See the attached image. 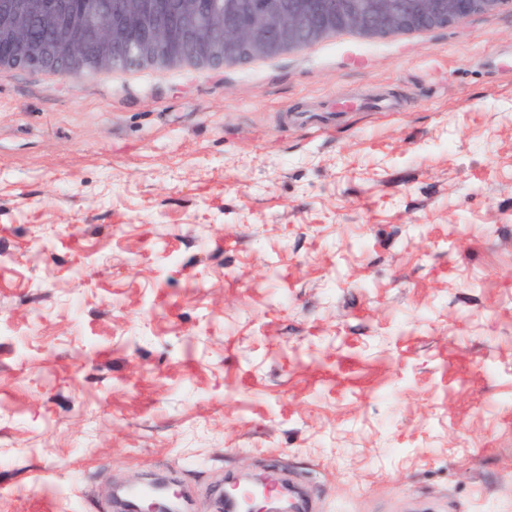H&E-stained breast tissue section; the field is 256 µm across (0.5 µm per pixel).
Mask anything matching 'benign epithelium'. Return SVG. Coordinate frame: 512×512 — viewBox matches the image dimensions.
<instances>
[{
  "mask_svg": "<svg viewBox=\"0 0 512 512\" xmlns=\"http://www.w3.org/2000/svg\"><path fill=\"white\" fill-rule=\"evenodd\" d=\"M87 0H0V62L50 69L63 77L78 71H112L119 50L140 33L136 64L165 68L186 62L223 65L239 62L238 52L247 46L254 56L270 50L280 53L299 49L331 35L326 30L335 12L345 17L346 27L376 39L394 30L449 26L470 15L492 16L512 0H288V6L270 12L257 5L243 21L187 4L177 26L188 40L173 38L165 23L137 29L144 0H127L124 26L112 25L106 15L88 24L82 17ZM269 473H246L225 493L223 507L240 512H295L288 482L273 484ZM154 494L143 500H115L126 512H170L174 489L163 478L150 481Z\"/></svg>",
  "mask_w": 512,
  "mask_h": 512,
  "instance_id": "1",
  "label": "benign epithelium"
}]
</instances>
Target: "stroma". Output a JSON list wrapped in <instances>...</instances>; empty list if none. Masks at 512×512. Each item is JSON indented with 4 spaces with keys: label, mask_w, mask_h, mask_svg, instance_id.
Returning a JSON list of instances; mask_svg holds the SVG:
<instances>
[{
    "label": "stroma",
    "mask_w": 512,
    "mask_h": 512,
    "mask_svg": "<svg viewBox=\"0 0 512 512\" xmlns=\"http://www.w3.org/2000/svg\"><path fill=\"white\" fill-rule=\"evenodd\" d=\"M512 512V7L223 66L0 67V512ZM272 472L246 473L225 493L223 509L238 508L242 512H294L297 508L292 489L283 479L269 482ZM154 494L143 500L122 501L118 498L115 503L123 508V511L132 512H170L171 493L176 491L170 482L163 478H154L149 482Z\"/></svg>",
    "instance_id": "obj_1"
}]
</instances>
